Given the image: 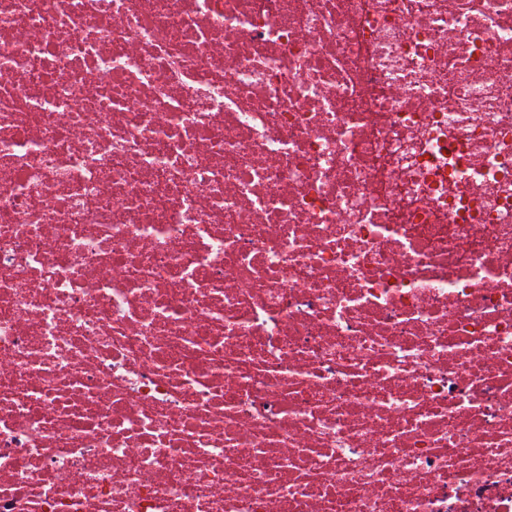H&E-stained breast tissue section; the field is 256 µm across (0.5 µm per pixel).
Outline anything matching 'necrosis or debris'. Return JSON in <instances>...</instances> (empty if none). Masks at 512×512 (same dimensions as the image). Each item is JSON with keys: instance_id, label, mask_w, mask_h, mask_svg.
Wrapping results in <instances>:
<instances>
[{"instance_id": "obj_1", "label": "necrosis or debris", "mask_w": 512, "mask_h": 512, "mask_svg": "<svg viewBox=\"0 0 512 512\" xmlns=\"http://www.w3.org/2000/svg\"><path fill=\"white\" fill-rule=\"evenodd\" d=\"M0 512H512V0H0Z\"/></svg>"}]
</instances>
